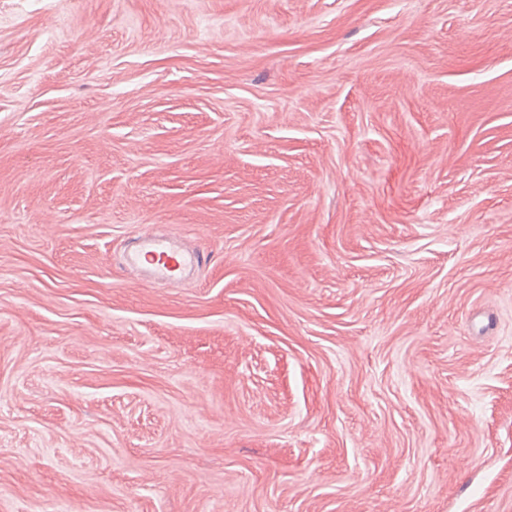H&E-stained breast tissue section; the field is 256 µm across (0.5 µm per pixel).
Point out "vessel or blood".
Masks as SVG:
<instances>
[{"label":"vessel or blood","instance_id":"1","mask_svg":"<svg viewBox=\"0 0 512 512\" xmlns=\"http://www.w3.org/2000/svg\"><path fill=\"white\" fill-rule=\"evenodd\" d=\"M208 261V252L181 248L168 235L150 228L137 234L134 248L125 255L128 269L171 287L181 285L188 270L202 268Z\"/></svg>","mask_w":512,"mask_h":512}]
</instances>
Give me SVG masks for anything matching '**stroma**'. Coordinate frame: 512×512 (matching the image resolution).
Returning a JSON list of instances; mask_svg holds the SVG:
<instances>
[{"instance_id": "stroma-1", "label": "stroma", "mask_w": 512, "mask_h": 512, "mask_svg": "<svg viewBox=\"0 0 512 512\" xmlns=\"http://www.w3.org/2000/svg\"><path fill=\"white\" fill-rule=\"evenodd\" d=\"M0 512H512V0H0ZM208 262V252L181 248L168 235L150 228L137 234L134 248L125 254L128 269L171 287L181 285L188 270L200 269Z\"/></svg>"}]
</instances>
